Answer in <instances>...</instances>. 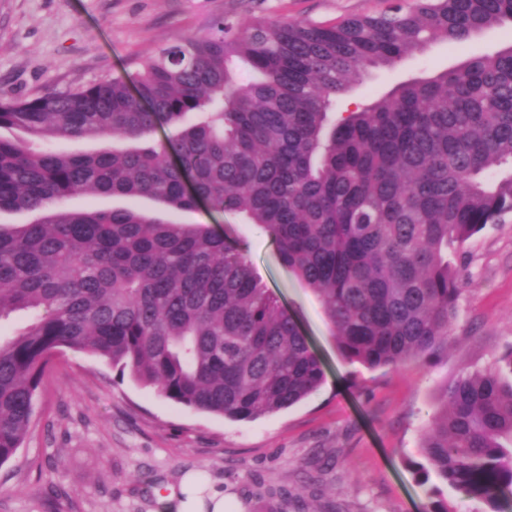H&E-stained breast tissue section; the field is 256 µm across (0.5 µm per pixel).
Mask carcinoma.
<instances>
[{
  "label": "carcinoma",
  "mask_w": 512,
  "mask_h": 512,
  "mask_svg": "<svg viewBox=\"0 0 512 512\" xmlns=\"http://www.w3.org/2000/svg\"><path fill=\"white\" fill-rule=\"evenodd\" d=\"M512 22V0H392L334 24L217 18L133 72L0 100V465L22 446L52 358H102L173 403L232 420L286 410L325 381L297 320L245 251L204 224L74 196L200 203L257 224L368 369L448 349L467 278L448 256L512 213V45L397 84L335 118L336 97L431 40ZM243 59L256 75L239 82ZM171 129L162 139L159 130ZM57 139L137 141L66 153ZM512 350L440 389L412 467L503 512L512 499ZM424 512H452L439 490Z\"/></svg>",
  "instance_id": "carcinoma-1"
}]
</instances>
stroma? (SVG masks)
Masks as SVG:
<instances>
[{"label": "stroma", "instance_id": "obj_1", "mask_svg": "<svg viewBox=\"0 0 512 512\" xmlns=\"http://www.w3.org/2000/svg\"><path fill=\"white\" fill-rule=\"evenodd\" d=\"M388 0H0V99L63 93L135 70L158 47L203 34L216 18L333 23L384 10ZM512 44V23L464 45L435 40L395 67L369 68L336 103L371 104L396 84ZM207 224L247 254L255 275L298 320L325 383L307 400L232 421L159 397L106 360L58 354L33 425L0 466V512H154L189 471L236 493L244 512H423L422 458L441 386L483 370L512 345V214L457 254L468 276L448 349L434 363L387 371L349 363L315 292L285 266L262 230L206 205L174 213Z\"/></svg>", "mask_w": 512, "mask_h": 512}]
</instances>
